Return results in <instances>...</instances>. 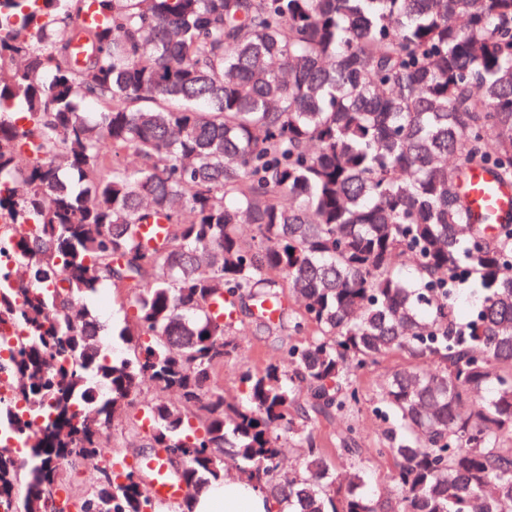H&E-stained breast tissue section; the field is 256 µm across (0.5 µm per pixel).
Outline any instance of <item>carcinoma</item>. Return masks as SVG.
Returning a JSON list of instances; mask_svg holds the SVG:
<instances>
[{
	"label": "carcinoma",
	"mask_w": 512,
	"mask_h": 512,
	"mask_svg": "<svg viewBox=\"0 0 512 512\" xmlns=\"http://www.w3.org/2000/svg\"><path fill=\"white\" fill-rule=\"evenodd\" d=\"M470 169L512 182V0H0V512H57L61 464L107 456L77 512H160L115 422L179 455V512L228 458L279 510L381 512L312 425L362 457L357 373L396 355L437 367L378 382L387 508L512 512V217L474 222ZM245 296L269 332L299 298L306 338L229 400L212 307ZM88 307L96 311L102 319L112 328L114 326L123 325L124 313L119 311L118 303L113 300V297L109 291L102 290L98 295L94 296L87 301ZM328 451L330 458L332 460V467L330 469V480L332 481L334 478L337 479V482H344L345 477L352 471H354L358 467V460L356 457H352L345 452L336 451L335 445H328Z\"/></svg>",
	"instance_id": "obj_1"
}]
</instances>
